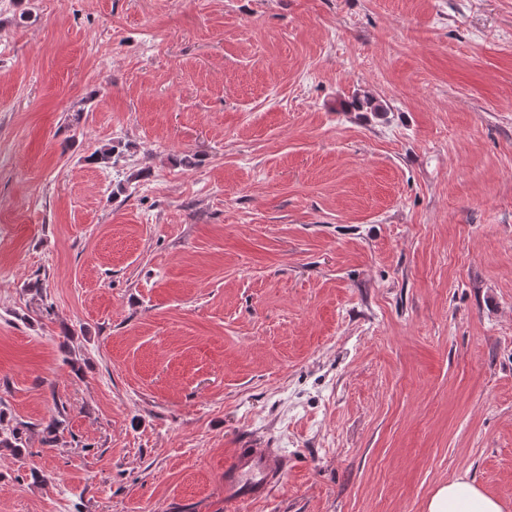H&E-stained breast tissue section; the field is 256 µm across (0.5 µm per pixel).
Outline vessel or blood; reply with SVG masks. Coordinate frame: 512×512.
<instances>
[{"label": "vessel or blood", "mask_w": 512, "mask_h": 512, "mask_svg": "<svg viewBox=\"0 0 512 512\" xmlns=\"http://www.w3.org/2000/svg\"><path fill=\"white\" fill-rule=\"evenodd\" d=\"M283 471L284 461L276 449H237L224 470V499L229 503L264 499L280 482Z\"/></svg>", "instance_id": "b4317fda"}]
</instances>
